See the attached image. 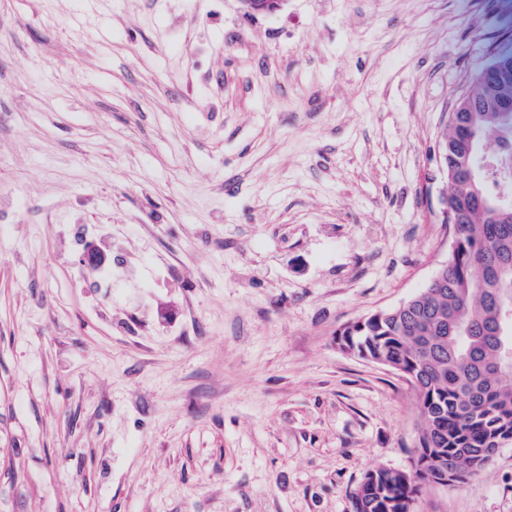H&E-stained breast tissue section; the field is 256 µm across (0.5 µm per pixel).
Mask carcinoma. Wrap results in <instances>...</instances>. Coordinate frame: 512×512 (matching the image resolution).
Wrapping results in <instances>:
<instances>
[{"label": "carcinoma", "instance_id": "carcinoma-1", "mask_svg": "<svg viewBox=\"0 0 512 512\" xmlns=\"http://www.w3.org/2000/svg\"><path fill=\"white\" fill-rule=\"evenodd\" d=\"M495 131H501L496 112L479 113L473 127L463 118L442 136L454 146L448 165L478 168L474 152ZM485 167L483 197H512V175L502 177L492 158ZM448 206L461 216L448 225L460 248L446 284L422 288L405 304L336 332L347 352L407 377L422 423L415 469L366 473L353 496L354 512H411L430 480L451 476L464 483L512 442V372L499 368L495 334L498 307L512 300V222L471 201L464 176L450 183Z\"/></svg>", "mask_w": 512, "mask_h": 512}]
</instances>
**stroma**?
<instances>
[{"instance_id": "35a3bbf8", "label": "stroma", "mask_w": 512, "mask_h": 512, "mask_svg": "<svg viewBox=\"0 0 512 512\" xmlns=\"http://www.w3.org/2000/svg\"><path fill=\"white\" fill-rule=\"evenodd\" d=\"M497 0H0V512H352L406 378L336 333L446 262L439 137ZM119 224L110 317L58 232ZM413 512H512V444Z\"/></svg>"}]
</instances>
